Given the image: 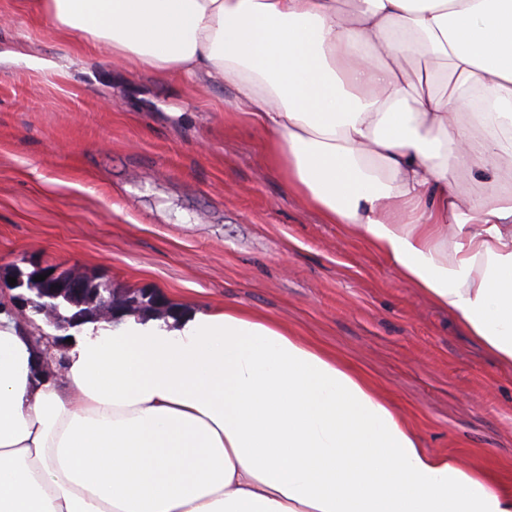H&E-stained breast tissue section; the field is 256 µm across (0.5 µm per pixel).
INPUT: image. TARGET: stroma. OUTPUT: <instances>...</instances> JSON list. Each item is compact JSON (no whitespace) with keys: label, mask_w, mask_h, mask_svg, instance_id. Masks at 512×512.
Masks as SVG:
<instances>
[{"label":"stroma","mask_w":512,"mask_h":512,"mask_svg":"<svg viewBox=\"0 0 512 512\" xmlns=\"http://www.w3.org/2000/svg\"><path fill=\"white\" fill-rule=\"evenodd\" d=\"M85 53L0 0V273L45 260L260 312L392 399L424 448L512 487V369L291 193L229 87Z\"/></svg>","instance_id":"35a3bbf8"}]
</instances>
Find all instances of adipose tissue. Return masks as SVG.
Returning <instances> with one entry per match:
<instances>
[{
  "label": "adipose tissue",
  "instance_id": "1",
  "mask_svg": "<svg viewBox=\"0 0 512 512\" xmlns=\"http://www.w3.org/2000/svg\"><path fill=\"white\" fill-rule=\"evenodd\" d=\"M37 7L90 51L231 86L291 192L512 367V0ZM422 52L447 72L410 68ZM39 347L0 307V512H512L258 312L122 314L52 375Z\"/></svg>",
  "mask_w": 512,
  "mask_h": 512
}]
</instances>
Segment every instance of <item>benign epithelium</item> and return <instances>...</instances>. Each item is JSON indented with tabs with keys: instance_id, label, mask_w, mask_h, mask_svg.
I'll return each instance as SVG.
<instances>
[{
	"instance_id": "obj_1",
	"label": "benign epithelium",
	"mask_w": 512,
	"mask_h": 512,
	"mask_svg": "<svg viewBox=\"0 0 512 512\" xmlns=\"http://www.w3.org/2000/svg\"><path fill=\"white\" fill-rule=\"evenodd\" d=\"M47 275L45 287L29 296L20 293L17 300L22 308L37 315H44L58 330L65 331L87 321L112 322L116 310L132 308L144 311L148 308L165 310L167 306L159 294L151 288H139L136 294L128 289L100 291L88 286L85 276L64 270L54 264L34 263L32 270L26 271L17 266L11 276L16 278L15 288L26 286V279Z\"/></svg>"
}]
</instances>
